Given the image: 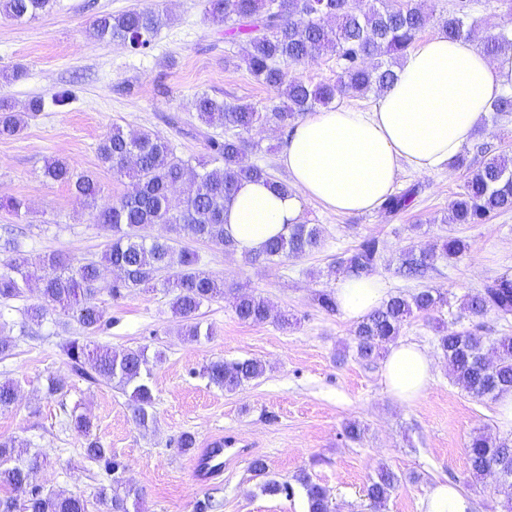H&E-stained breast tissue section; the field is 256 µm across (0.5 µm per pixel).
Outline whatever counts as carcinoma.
Wrapping results in <instances>:
<instances>
[{
	"mask_svg": "<svg viewBox=\"0 0 512 512\" xmlns=\"http://www.w3.org/2000/svg\"><path fill=\"white\" fill-rule=\"evenodd\" d=\"M438 0H205L204 13L234 35L243 36L246 46L241 62L259 82L275 92V102L259 108L249 102L227 104L205 93L195 96L192 106L203 127L196 134L204 142L217 166L207 163L196 170L178 156L171 141L149 130L124 131L112 127L100 141V162L113 174L127 180L126 192L116 200L100 202V188L88 175L76 172L70 164L55 160L45 166L44 177L73 185L77 194L95 209L94 222L110 231L102 256L103 263L74 262L60 253H46L31 261L16 253L15 240L0 243V299H19L31 285H40L41 303L27 309L28 318L40 323L63 316L78 323L84 336L69 340L64 351L71 370L91 383L117 382L130 389L133 420L143 428L154 422L153 395L146 349L116 352L91 340L108 325L98 303L102 264L122 272L109 285L117 299L134 288H164L171 296L173 312L183 319L181 336L194 342L202 336L196 313L202 305L224 296V280L200 268V256L168 238L142 234L148 225L165 224L178 236L207 241L226 250H236L235 241L224 231V210L244 181H264L275 190L286 192L288 184L273 177L267 168L248 162L257 144L253 130L263 125L288 128L301 116L327 108L345 95H381L397 79V69L410 51L418 34L436 18L439 30L448 39L471 37L469 9L474 0H458L456 8L438 15ZM51 0H0V16L16 21L38 17ZM169 20L158 9L130 10L112 15L103 13L92 20L89 33L98 40L118 41L134 50L150 48L152 39ZM490 56L512 49V35L501 31L481 42ZM336 58V80L313 84L289 71V67L317 59ZM44 100L32 99L25 112H14L0 104V137L20 134L30 112H40ZM493 119L512 113V93L503 94L491 107ZM222 127L229 135L218 138L207 129ZM419 193L413 184L390 195L382 204L393 216L407 210ZM512 210V156L506 152L489 158L468 171L460 191L448 205L444 222L479 224ZM323 231L317 224H291L288 234L279 235L264 247L248 254L251 263H277L300 258L318 250ZM469 252L460 237L434 241L427 248L406 249L400 257V272L408 278H421L443 260H456ZM379 260L378 241L367 238L337 261V270L353 276L370 275ZM236 316L248 323L261 324L272 316L269 302L262 296L230 289ZM437 289H423L411 295L397 294L378 310L356 323L351 340L356 355L365 362L380 356L396 341L404 324L417 313H428L447 304ZM462 309L476 318L493 312L512 315V278H495L485 287L461 298ZM482 326L440 332L437 348L448 359L449 374L455 384L479 401L496 400L512 390V336H484ZM487 355L497 357L498 365L488 374L481 367ZM265 365L258 359L214 361L206 375L215 386L228 392L262 376ZM17 388L9 380L0 383V409L16 400ZM88 458L104 463L112 472L120 462L95 440L86 442ZM472 473L483 475L492 466L512 470V440L492 436L485 429L474 432L468 445ZM39 457L29 456L28 446L0 438V512H90L83 497L46 489L36 483ZM295 481L306 492L307 512H333L327 490L305 473ZM400 482L391 469L378 468L366 487V497L375 512L385 506ZM129 489L101 488L97 512H129Z\"/></svg>",
	"mask_w": 512,
	"mask_h": 512,
	"instance_id": "cac0c4a2",
	"label": "carcinoma"
}]
</instances>
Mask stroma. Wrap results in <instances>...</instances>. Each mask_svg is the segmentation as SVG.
<instances>
[{
  "label": "stroma",
  "mask_w": 512,
  "mask_h": 512,
  "mask_svg": "<svg viewBox=\"0 0 512 512\" xmlns=\"http://www.w3.org/2000/svg\"><path fill=\"white\" fill-rule=\"evenodd\" d=\"M155 1L52 0L51 8L33 20L0 16V99L19 112L32 98L47 101L20 135L0 139V230L17 222L6 206L10 198L26 200L36 213L33 222L21 224L25 257L60 252L96 260L110 239L71 187L44 177L47 160L60 159L92 175L103 199H113L126 185L97 157L98 143L112 126L158 131L177 155L195 161L206 154L203 140L166 126L162 115L175 113L193 124L192 101L201 93L260 107L274 100V93L240 66L242 41L205 19L202 0H160L170 20L144 52L88 36L97 15L149 8ZM470 19L479 39L512 26V12L501 0H477ZM17 68L22 71L18 77L13 74ZM63 89L74 95L70 104H50L51 95ZM285 135V129L273 126L253 131L259 148L249 156L283 182L288 174L277 156ZM504 150L512 152V115L485 125L464 153L478 166ZM464 176L459 167L431 175L403 169L396 190L415 184L419 193L409 210L393 217L379 209L339 215L319 202L305 203L303 220L321 225L324 244L299 259L252 264L243 253L185 239L225 287L248 285L268 300L275 317L288 315L291 323L285 327L275 317L258 325L242 322L229 298H218L199 311L211 336L190 343L181 336V322L162 289L136 288L118 299L101 292L111 324L96 342L117 352L143 348L152 357L155 422L147 430L134 423L128 396L117 383L91 384L71 371L64 345L81 335L79 325L47 320L24 329L25 308L39 300L35 290L0 304V336L9 337L13 346L0 356V381L9 378L18 386L15 403L0 410V437L23 441L43 458L38 483L91 501L100 488L111 487L112 477L102 463L85 456L81 439L68 425L71 413L86 415L92 438L123 463V483L139 490L138 512H196L210 495L223 500L221 512H307L302 488L289 496L262 492L261 478L250 470L256 458L264 459L269 477L282 483L307 473L326 487L339 512H371L365 489L382 465L398 474L400 483L381 512H423L426 495L440 481L459 485L474 501L475 512H507L494 477L473 476L467 456L470 436L479 428L512 439L495 402L475 400L454 385L447 359L439 357L423 396L411 405L399 403L383 386L381 361L357 357L350 344L352 321L316 302L318 293L332 291L330 270L339 258L374 238L380 249L375 273L391 293L435 288L448 298L447 306L405 323L401 340L437 355L434 326L439 322L450 330L480 322L486 335L512 336V316L490 313L478 321L459 304L461 296L489 281L512 277V211L483 224L443 221ZM448 236L466 239L469 254L438 262L422 279L398 274L404 249ZM158 352L163 355L159 361L154 358ZM245 358L261 360L266 371L240 390L224 391L201 374L209 362ZM52 376L64 388L50 396L46 387ZM350 420L364 427L361 441L343 437ZM185 432L194 434L200 448L210 437L229 433L245 451L225 466L222 477L199 482L191 469L193 451L178 446Z\"/></svg>",
  "instance_id": "obj_1"
}]
</instances>
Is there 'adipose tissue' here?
<instances>
[{"label": "adipose tissue", "instance_id": "adipose-tissue-1", "mask_svg": "<svg viewBox=\"0 0 512 512\" xmlns=\"http://www.w3.org/2000/svg\"><path fill=\"white\" fill-rule=\"evenodd\" d=\"M509 89L512 55L491 57L476 40L434 35L408 53L397 80L371 109L338 106L296 121L278 155L289 191L244 183L224 212V229L247 253L301 223L307 200L340 214L373 210L392 191L402 165L422 175L452 166L483 126L490 105ZM333 297L344 318L358 321L384 304L388 287L374 274H343ZM435 370L426 349L401 340L388 348L384 385L410 405Z\"/></svg>", "mask_w": 512, "mask_h": 512}]
</instances>
